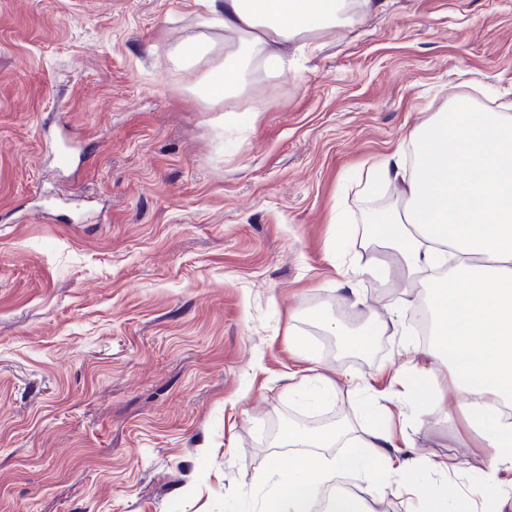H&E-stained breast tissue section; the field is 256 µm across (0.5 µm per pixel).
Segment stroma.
<instances>
[{"instance_id":"35a3bbf8","label":"stroma","mask_w":512,"mask_h":512,"mask_svg":"<svg viewBox=\"0 0 512 512\" xmlns=\"http://www.w3.org/2000/svg\"><path fill=\"white\" fill-rule=\"evenodd\" d=\"M205 0H0V512H266L288 425L377 411L414 456L486 454L404 394L428 300L363 269L375 160L458 98L512 107V0H372L213 104ZM198 39L210 61L176 67ZM69 128L73 169L49 149ZM352 249L330 250L335 225ZM394 319L337 349V309ZM336 388L313 398L306 368ZM337 478L405 512L384 463Z\"/></svg>"}]
</instances>
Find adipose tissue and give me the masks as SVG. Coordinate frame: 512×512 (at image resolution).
<instances>
[{"label":"adipose tissue","instance_id":"adipose-tissue-1","mask_svg":"<svg viewBox=\"0 0 512 512\" xmlns=\"http://www.w3.org/2000/svg\"><path fill=\"white\" fill-rule=\"evenodd\" d=\"M208 26L224 31V58L205 84L211 103L239 94L255 70L281 76L288 46L308 32L336 24L343 0H208ZM414 156L394 153L372 163L368 186L389 183L403 210H380L369 226L392 249L411 287L430 291L432 344L416 350L410 391L430 392L433 366L446 360L455 402L467 428L487 448L483 477L459 492L451 473L459 462L428 463L403 455L406 440L381 420L349 438L345 426L309 432L288 427L280 436L294 466L278 475L281 512H313L330 469L371 471L389 462L399 495L422 496L420 512H501L507 505L496 473L512 469V114L476 112L464 99L412 132ZM349 444V455L326 460L323 449ZM434 475L440 490L423 495Z\"/></svg>","mask_w":512,"mask_h":512}]
</instances>
